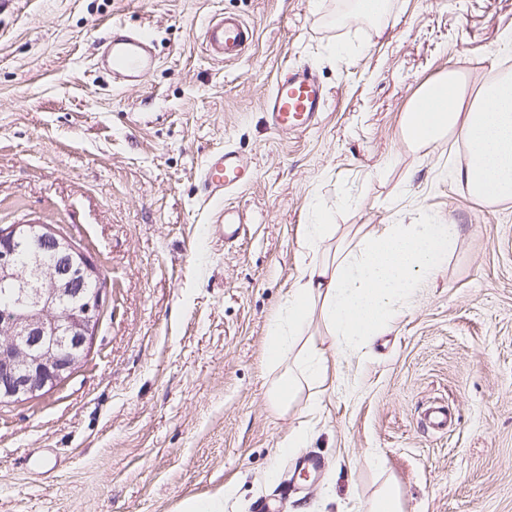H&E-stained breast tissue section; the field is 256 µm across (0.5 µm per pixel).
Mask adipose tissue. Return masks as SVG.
Instances as JSON below:
<instances>
[{
  "label": "adipose tissue",
  "instance_id": "obj_1",
  "mask_svg": "<svg viewBox=\"0 0 512 512\" xmlns=\"http://www.w3.org/2000/svg\"><path fill=\"white\" fill-rule=\"evenodd\" d=\"M401 133L422 149L447 136L459 138L469 159L452 171L468 194L486 203L512 199V75L467 99L456 71L423 85L401 118ZM316 218L305 228L306 256L288 289L280 315L267 329L266 362L276 368L296 360L298 373L279 376L270 389L275 406L288 405L306 387L323 385L330 366L363 354L374 336L405 315L423 284L448 265L458 243L453 224H376L350 240ZM335 249H327L329 240ZM320 315L329 347L304 341Z\"/></svg>",
  "mask_w": 512,
  "mask_h": 512
}]
</instances>
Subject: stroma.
Masks as SVG:
<instances>
[{
  "mask_svg": "<svg viewBox=\"0 0 512 512\" xmlns=\"http://www.w3.org/2000/svg\"><path fill=\"white\" fill-rule=\"evenodd\" d=\"M345 0H0V225L36 221L101 269V319L57 387L0 405V512H179L231 487L224 512H367L391 485L399 512H512V201L488 205L450 177L449 137L409 148L400 120L454 69L470 90L512 73L499 38L512 0H389L374 23ZM257 31L242 58L212 61L209 18ZM147 30L158 63L112 87L93 49L113 22ZM311 67L321 122L268 129L285 69ZM224 148L252 181L223 204L245 234L224 241L198 172ZM339 233L429 219L460 229L447 268L374 342L341 364L318 420L307 392L269 402V323L299 271L312 207ZM454 420L434 431L432 404ZM310 425L322 470L293 479L282 440ZM383 470L371 465L372 456Z\"/></svg>",
  "mask_w": 512,
  "mask_h": 512,
  "instance_id": "35a3bbf8",
  "label": "stroma"
}]
</instances>
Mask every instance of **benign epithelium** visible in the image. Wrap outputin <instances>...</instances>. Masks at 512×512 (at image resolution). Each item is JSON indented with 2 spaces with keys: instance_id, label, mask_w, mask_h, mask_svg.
<instances>
[{
  "instance_id": "obj_1",
  "label": "benign epithelium",
  "mask_w": 512,
  "mask_h": 512,
  "mask_svg": "<svg viewBox=\"0 0 512 512\" xmlns=\"http://www.w3.org/2000/svg\"><path fill=\"white\" fill-rule=\"evenodd\" d=\"M100 271L48 224L0 232V284L20 286L0 321V402L47 391L80 365L99 322V294L84 284Z\"/></svg>"
}]
</instances>
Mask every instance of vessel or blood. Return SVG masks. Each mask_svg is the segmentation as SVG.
<instances>
[{"label": "vessel or blood", "instance_id": "vessel-or-blood-1", "mask_svg": "<svg viewBox=\"0 0 512 512\" xmlns=\"http://www.w3.org/2000/svg\"><path fill=\"white\" fill-rule=\"evenodd\" d=\"M256 39V29L241 18L218 13L204 30V51L213 61L239 59ZM156 55L145 31L127 32L113 26L108 38L97 45V64L111 74L116 85L140 84L155 68ZM325 103L323 87L307 67L281 74L263 103L267 124L274 131L301 133L319 121ZM253 177V171L236 151L227 149L206 161L200 182L206 201L223 198Z\"/></svg>", "mask_w": 512, "mask_h": 512}]
</instances>
